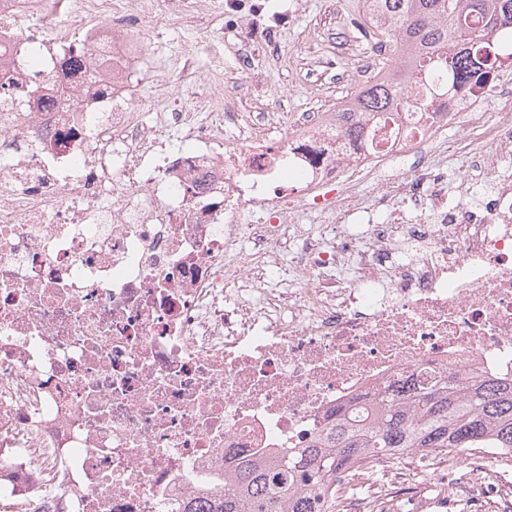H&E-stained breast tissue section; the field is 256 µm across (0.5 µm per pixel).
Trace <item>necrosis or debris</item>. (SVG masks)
<instances>
[{"label":"necrosis or debris","mask_w":512,"mask_h":512,"mask_svg":"<svg viewBox=\"0 0 512 512\" xmlns=\"http://www.w3.org/2000/svg\"><path fill=\"white\" fill-rule=\"evenodd\" d=\"M113 14L0 0V512L204 508L404 380L512 378V87L273 137L214 65L149 116Z\"/></svg>","instance_id":"1"}]
</instances>
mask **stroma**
<instances>
[{
  "label": "stroma",
  "instance_id": "1",
  "mask_svg": "<svg viewBox=\"0 0 512 512\" xmlns=\"http://www.w3.org/2000/svg\"><path fill=\"white\" fill-rule=\"evenodd\" d=\"M225 0H206L194 13L161 7L153 17L154 34L139 52L142 79L129 89L132 105L149 111L154 100L169 99L180 112H194L198 103L183 79V41L204 39L210 55L221 62L224 109L254 112H304L340 107L357 86L331 80L327 68H345L366 47L352 40L349 58H337L331 47L343 0H238L235 14H226ZM166 65V85H156L152 71Z\"/></svg>",
  "mask_w": 512,
  "mask_h": 512
}]
</instances>
